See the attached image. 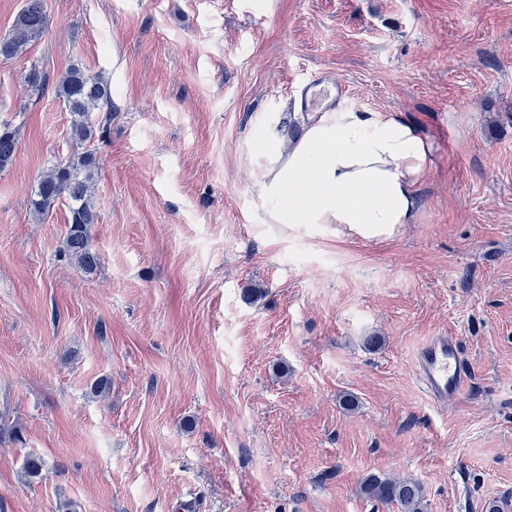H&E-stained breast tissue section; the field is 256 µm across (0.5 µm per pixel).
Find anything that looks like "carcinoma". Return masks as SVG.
Wrapping results in <instances>:
<instances>
[{
	"label": "carcinoma",
	"instance_id": "cac0c4a2",
	"mask_svg": "<svg viewBox=\"0 0 512 512\" xmlns=\"http://www.w3.org/2000/svg\"><path fill=\"white\" fill-rule=\"evenodd\" d=\"M49 25L42 0H27L14 28L0 37V62L6 63L42 38ZM31 94L43 95L53 88L71 116L75 139L85 142L102 134L112 123V92L107 81L93 77L82 67L72 65L55 81L32 68L24 77ZM18 147L16 132L8 123H0V171L12 164ZM96 159L86 151L52 164L40 177L31 207L34 214L46 216L61 198L69 199L70 223L65 240L64 258L85 270L97 265L91 250V228L97 222L94 204ZM361 493L374 501L400 506L401 512H424V489L415 480H398L371 474L364 478Z\"/></svg>",
	"mask_w": 512,
	"mask_h": 512
}]
</instances>
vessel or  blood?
I'll list each match as a JSON object with an SVG mask.
<instances>
[{"instance_id": "vessel-or-blood-1", "label": "vessel or blood", "mask_w": 512, "mask_h": 512, "mask_svg": "<svg viewBox=\"0 0 512 512\" xmlns=\"http://www.w3.org/2000/svg\"><path fill=\"white\" fill-rule=\"evenodd\" d=\"M347 93L345 84L315 76L299 89L295 102L303 113L316 111L323 103H335ZM413 363L416 374L428 396L444 403L460 394L469 384L471 366L461 349L458 337L432 336L415 350Z\"/></svg>"}]
</instances>
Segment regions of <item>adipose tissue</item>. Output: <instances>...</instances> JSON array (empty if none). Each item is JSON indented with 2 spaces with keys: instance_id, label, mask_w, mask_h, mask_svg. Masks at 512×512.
I'll return each mask as SVG.
<instances>
[{
  "instance_id": "adipose-tissue-1",
  "label": "adipose tissue",
  "mask_w": 512,
  "mask_h": 512,
  "mask_svg": "<svg viewBox=\"0 0 512 512\" xmlns=\"http://www.w3.org/2000/svg\"><path fill=\"white\" fill-rule=\"evenodd\" d=\"M434 151L423 126L393 111L339 105L314 113L265 155L256 185L266 221L392 239L417 219Z\"/></svg>"
}]
</instances>
